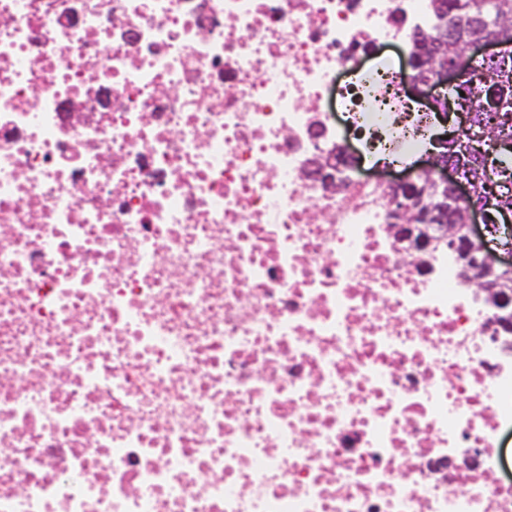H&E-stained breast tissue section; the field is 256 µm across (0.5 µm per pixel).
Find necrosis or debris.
Here are the masks:
<instances>
[{
	"mask_svg": "<svg viewBox=\"0 0 512 512\" xmlns=\"http://www.w3.org/2000/svg\"><path fill=\"white\" fill-rule=\"evenodd\" d=\"M434 0H0V512H512V366L397 239ZM474 466H449L459 449Z\"/></svg>",
	"mask_w": 512,
	"mask_h": 512,
	"instance_id": "obj_1",
	"label": "necrosis or debris"
}]
</instances>
